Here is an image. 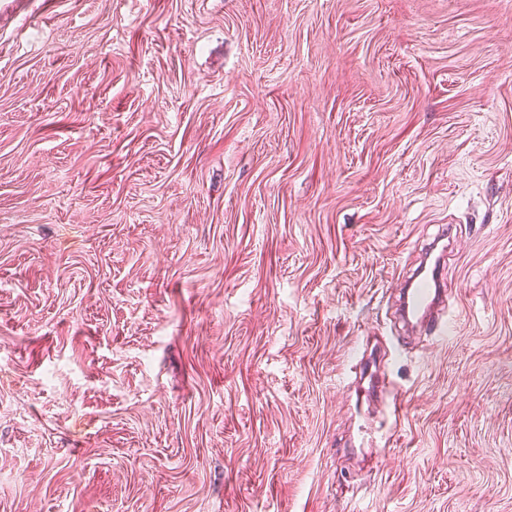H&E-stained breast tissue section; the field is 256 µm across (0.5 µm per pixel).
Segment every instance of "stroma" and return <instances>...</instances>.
<instances>
[{
  "label": "stroma",
  "mask_w": 512,
  "mask_h": 512,
  "mask_svg": "<svg viewBox=\"0 0 512 512\" xmlns=\"http://www.w3.org/2000/svg\"><path fill=\"white\" fill-rule=\"evenodd\" d=\"M0 512H512V0H0ZM457 238V227L444 225L426 249L427 258L412 274L409 287L405 289L401 302V316L412 326L420 327L426 334H441L447 325L437 320L435 310L445 306L452 293L446 283L438 278L441 260L445 257L448 244Z\"/></svg>",
  "instance_id": "1"
}]
</instances>
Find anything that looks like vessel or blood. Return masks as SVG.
<instances>
[{
    "instance_id": "vessel-or-blood-1",
    "label": "vessel or blood",
    "mask_w": 512,
    "mask_h": 512,
    "mask_svg": "<svg viewBox=\"0 0 512 512\" xmlns=\"http://www.w3.org/2000/svg\"><path fill=\"white\" fill-rule=\"evenodd\" d=\"M457 237L455 225H446L438 231L426 249L427 258L412 274L401 302V316L421 331L437 335L446 325L437 320L435 310L450 300L451 294L438 277L440 263L445 257L450 241Z\"/></svg>"
}]
</instances>
